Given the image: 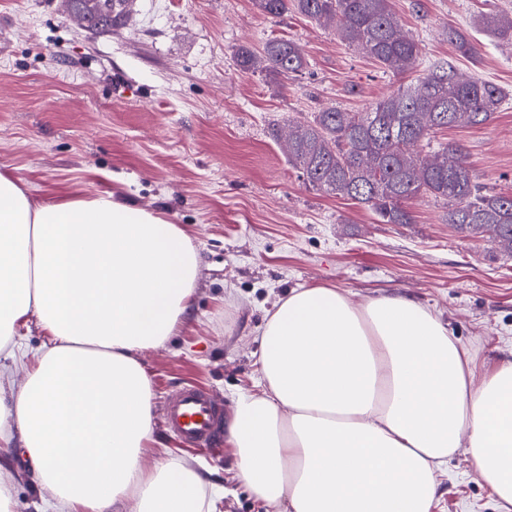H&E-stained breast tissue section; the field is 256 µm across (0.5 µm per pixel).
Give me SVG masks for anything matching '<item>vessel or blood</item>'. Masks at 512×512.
Segmentation results:
<instances>
[{
  "instance_id": "1",
  "label": "vessel or blood",
  "mask_w": 512,
  "mask_h": 512,
  "mask_svg": "<svg viewBox=\"0 0 512 512\" xmlns=\"http://www.w3.org/2000/svg\"><path fill=\"white\" fill-rule=\"evenodd\" d=\"M164 417L186 447L204 448L220 436L223 413L214 398L195 384H184L171 394Z\"/></svg>"
}]
</instances>
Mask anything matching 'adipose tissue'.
I'll use <instances>...</instances> for the list:
<instances>
[{"mask_svg":"<svg viewBox=\"0 0 512 512\" xmlns=\"http://www.w3.org/2000/svg\"><path fill=\"white\" fill-rule=\"evenodd\" d=\"M198 276L190 232L161 214L112 193L38 202L0 172V356L30 320L48 337L23 387L0 391V431L18 430L61 512H210L185 459L143 463L154 404L139 355L177 334ZM257 342L256 388L226 437L266 512H432L460 448L512 507V361L474 383L427 306L328 285L281 297Z\"/></svg>","mask_w":512,"mask_h":512,"instance_id":"ef3b65f1","label":"adipose tissue"}]
</instances>
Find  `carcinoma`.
<instances>
[{
	"label": "carcinoma",
	"mask_w": 512,
	"mask_h": 512,
	"mask_svg": "<svg viewBox=\"0 0 512 512\" xmlns=\"http://www.w3.org/2000/svg\"><path fill=\"white\" fill-rule=\"evenodd\" d=\"M264 15L294 13L335 29L348 45L385 70L403 74L416 68L418 43L405 35L393 0H253ZM101 31L124 27L130 0H67ZM483 25L512 39V17L488 13ZM465 57L480 50L464 33L448 32ZM237 70L263 68L291 79L309 64L298 43L274 38L262 52L247 46L234 53ZM509 100L498 85L475 77L460 79L448 63H433L409 84L358 112L338 106L312 113L288 134V163L304 183L322 194L370 209L381 224H412L413 205L433 199L448 208V224L463 238L495 242L512 254V194L476 180L462 149L454 143L431 146L432 134L462 121L483 125Z\"/></svg>",
	"instance_id": "1"
}]
</instances>
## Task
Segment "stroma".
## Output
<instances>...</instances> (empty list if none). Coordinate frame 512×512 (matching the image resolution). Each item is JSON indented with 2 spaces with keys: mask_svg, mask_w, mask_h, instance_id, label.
<instances>
[{
  "mask_svg": "<svg viewBox=\"0 0 512 512\" xmlns=\"http://www.w3.org/2000/svg\"><path fill=\"white\" fill-rule=\"evenodd\" d=\"M126 27L88 32L65 0H0V171L36 200L110 191L194 232L200 275L194 308L163 347L142 353L153 400L182 383L231 411L255 383L264 312L290 289L336 285L357 302L404 294L429 307L480 368L512 360V257L461 241L447 208L428 199L410 224L306 186L273 128L327 106L362 109L411 81L334 29L301 16L260 14L252 0H132ZM512 16V0H394L422 64L452 63L512 92V41L480 24ZM481 47L462 56L449 29ZM303 46L310 65L287 80L232 66L242 45L272 38ZM480 182L512 194V103L483 125L443 133ZM225 490L216 512H265L241 488L231 448L187 454ZM433 512H501L467 449L439 477Z\"/></svg>",
  "mask_w": 512,
  "mask_h": 512,
  "instance_id": "35a3bbf8",
  "label": "stroma"
}]
</instances>
